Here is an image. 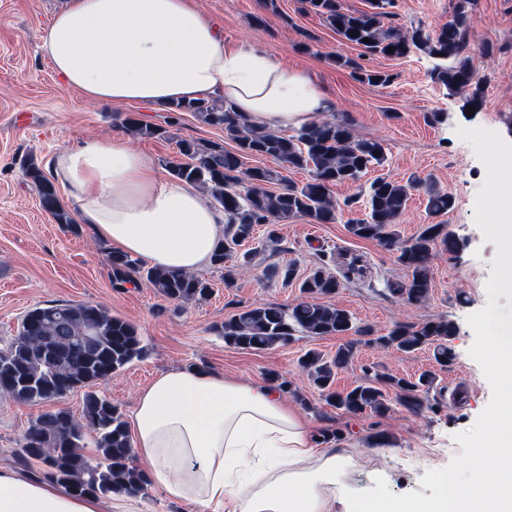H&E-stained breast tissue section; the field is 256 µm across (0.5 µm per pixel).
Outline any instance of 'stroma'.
Returning <instances> with one entry per match:
<instances>
[{
	"label": "stroma",
	"instance_id": "1",
	"mask_svg": "<svg viewBox=\"0 0 512 512\" xmlns=\"http://www.w3.org/2000/svg\"><path fill=\"white\" fill-rule=\"evenodd\" d=\"M205 16L219 22L224 41L232 48L249 44L289 69L307 73L334 101L333 117L347 122L364 138L382 139L384 165L372 168L360 182L334 186L336 200L359 196L377 177L416 176L435 182L455 200L452 210L432 215L421 195L410 199L398 226L401 239L414 236L423 225L444 224L459 239L455 257L440 255L431 263L432 289L421 305H409L390 296L388 282L404 279L407 271L398 252L375 239L349 233L345 218L333 224H314L295 217L277 225L268 239L267 225L256 226L242 246L251 269L225 282V268L239 264V256L224 269L208 265L199 270L211 295L199 302L170 301L142 281L125 289L112 286L106 262L108 244L93 235L89 225L70 231L56 224L40 208L37 193L22 174L23 160L35 159L50 170L55 154L85 139L121 131L126 115L145 123L166 126L170 139L142 138L134 147L166 173L168 162L179 160L181 138L218 140L221 129L201 125L190 113L177 115L141 103L94 104L66 88L54 74L41 49L40 34L63 0H0V349L17 334L23 315L31 308L56 301L91 302L112 315L134 323L144 352L112 378L99 383L98 393L131 417L139 391L156 375L176 368L210 369L242 382L280 378L288 384L284 397L305 418L314 434L332 432L333 445L353 460L348 479L356 487L372 489L384 479L390 492H420L427 471L447 466L462 447L454 434L469 430L491 399V388L479 364L470 357L474 333L468 315L488 301L494 243L484 238L474 221L478 192L486 172L459 129L484 128L512 143V0H476L470 41L482 99L469 109L465 95L435 82V59L419 54L391 59L371 55L343 42L303 0H191ZM453 0H395L385 27L403 31L432 30L452 16ZM350 59L336 65L335 56ZM393 74L385 86L360 81L354 65ZM444 113L429 123L430 113ZM360 255L365 276L343 279L339 256ZM295 265L299 275L321 267L340 277L341 286L329 303L347 310L355 326L349 337L296 336L288 346L261 352L226 346L215 327L243 305L271 304L288 308L301 297L297 283L270 276V269ZM445 320L455 327L449 341L453 359L442 366L432 349L410 355L371 345V338L387 334L398 324L418 325ZM358 353L339 371L335 388L345 391L361 382L365 371L414 376L432 371L435 384L429 399L445 398L439 412L408 410L392 405L385 415L349 413L322 399L298 363L308 350L335 355L346 340ZM44 405L23 404L0 394V466L41 477L39 463L16 460L30 422ZM385 433L376 441V433Z\"/></svg>",
	"mask_w": 512,
	"mask_h": 512
}]
</instances>
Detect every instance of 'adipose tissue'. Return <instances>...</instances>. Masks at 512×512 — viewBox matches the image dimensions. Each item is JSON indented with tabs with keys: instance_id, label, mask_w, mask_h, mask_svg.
I'll return each instance as SVG.
<instances>
[{
	"instance_id": "1",
	"label": "adipose tissue",
	"mask_w": 512,
	"mask_h": 512,
	"mask_svg": "<svg viewBox=\"0 0 512 512\" xmlns=\"http://www.w3.org/2000/svg\"><path fill=\"white\" fill-rule=\"evenodd\" d=\"M41 42L65 85L93 101L164 109L218 96L271 129L331 109L306 73L249 45L228 48L223 30L187 0H65ZM52 168L96 237L149 266L195 272L224 233L223 210L161 176L124 134L86 139L57 153ZM131 428L143 474L197 512H512L508 409L491 418L471 479L439 471V497L414 508L348 484V457L317 440L270 384L169 370L139 393ZM0 512L134 510L126 497H76L52 480L0 469Z\"/></svg>"
}]
</instances>
